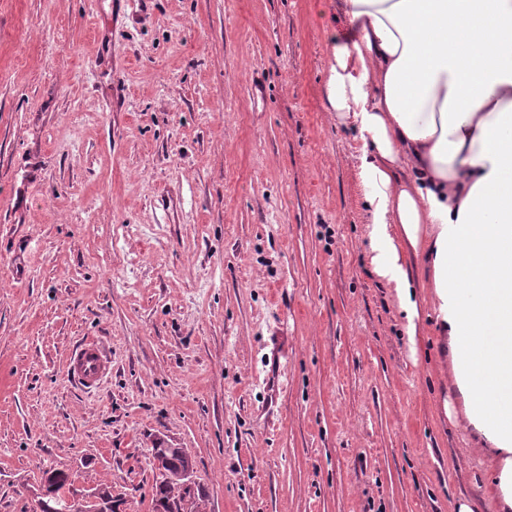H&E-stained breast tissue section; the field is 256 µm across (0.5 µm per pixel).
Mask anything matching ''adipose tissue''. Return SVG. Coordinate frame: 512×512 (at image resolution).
<instances>
[{
	"label": "adipose tissue",
	"instance_id": "ef3b65f1",
	"mask_svg": "<svg viewBox=\"0 0 512 512\" xmlns=\"http://www.w3.org/2000/svg\"><path fill=\"white\" fill-rule=\"evenodd\" d=\"M350 31L329 62L325 100L363 141L357 177L376 273L418 316L403 247L423 225L448 380L498 464L482 500L512 512V0H337Z\"/></svg>",
	"mask_w": 512,
	"mask_h": 512
}]
</instances>
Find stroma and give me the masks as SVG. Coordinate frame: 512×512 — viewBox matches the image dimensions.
I'll list each match as a JSON object with an SVG mask.
<instances>
[{"label": "stroma", "mask_w": 512, "mask_h": 512, "mask_svg": "<svg viewBox=\"0 0 512 512\" xmlns=\"http://www.w3.org/2000/svg\"><path fill=\"white\" fill-rule=\"evenodd\" d=\"M343 35L336 0H0V512L48 470L154 512L157 441L204 512L481 497L431 267L411 336L371 265L362 141L325 105ZM68 370L86 389H93L107 376L110 364L99 344L86 342L70 354Z\"/></svg>", "instance_id": "1"}]
</instances>
